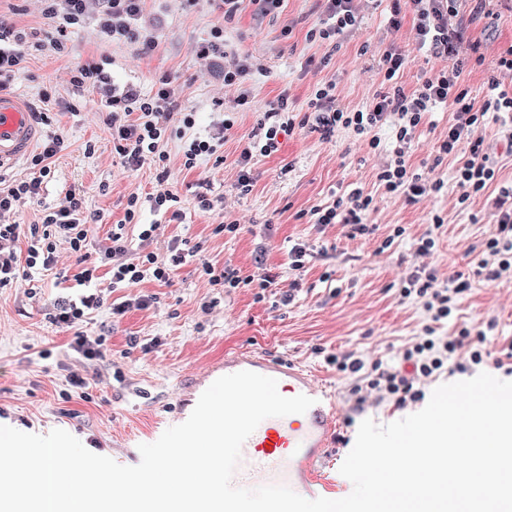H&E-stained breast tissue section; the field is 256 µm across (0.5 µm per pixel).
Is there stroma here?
<instances>
[{
	"mask_svg": "<svg viewBox=\"0 0 512 512\" xmlns=\"http://www.w3.org/2000/svg\"><path fill=\"white\" fill-rule=\"evenodd\" d=\"M42 10L41 0H0V23L26 37L18 69L0 87L23 95L34 112L46 113L50 123L43 126V134H62L67 147L53 159L54 177L41 202L19 204L6 222L39 223L42 205L59 206L75 184L84 191L88 212L100 214L96 235L102 238L123 218L131 193L145 197L163 187L178 195L183 220L161 229L153 251L167 255L171 239L180 237L202 243L205 258L217 265H233L246 276L267 270L276 283L261 294L247 285L212 286L192 262L180 266L168 286L146 281L113 290L108 279H101L108 301L141 295L155 296L156 301L117 322L104 308L84 323L87 335L107 339L110 381L90 384V401L76 397L67 403L59 394L68 387L66 376L74 358L65 349V332L50 320L54 275L43 276L34 294L21 281L0 288V425L39 435L63 429L91 452L131 466L140 461L139 444L155 442L178 424L181 414L194 409L199 390L210 372L222 367L226 351L258 348L301 365L335 394L340 427L331 450L335 461L327 474L336 483L338 497L347 496L352 484L340 474L339 462L352 449L360 423L369 418L385 425L420 411L424 404L397 408L372 397L358 402L351 392L354 378L337 375L335 367L325 363V354L351 353L367 365L396 361L400 349L428 322L417 300L401 297L404 280L415 266L425 264L434 270L437 287H452L457 274L470 273L494 235L496 210L483 196L458 203L450 162L434 172L444 182L439 195L409 205L401 197L378 193L375 173L395 142L388 127L378 130L380 145L375 150L367 138L345 130L329 142L298 132L278 155L255 158V183L246 194L236 187L234 161L239 141L251 133L257 113L266 111L281 91H288L302 109L316 84L333 78L340 102L356 110L383 89L378 62L390 41H397L409 59L402 77L406 87L446 68V61L419 50L408 29L395 34L388 30L386 0H362L358 30L341 39L330 65L320 72L304 66L306 58L325 52L306 39L315 20L309 0H285L278 19L263 22L253 19L252 5L243 0L229 25L216 0H146L139 26L158 42L149 56L136 46L102 38L91 19L71 27L65 51L57 52ZM288 23L294 32L286 39L281 29ZM218 27L224 31L225 53L199 58L197 43ZM473 29L483 41L485 62L466 71L465 84L478 95L488 69L512 47V0H496L493 16L478 19ZM228 53L248 57L252 66L251 104L237 112L236 137L190 172L182 167L181 139L163 142L161 148L169 155V177L163 184L153 166L123 168L112 152L106 125L105 102L113 92L132 87L147 94L158 77L169 75L184 111L195 119L190 135L207 136L232 110L239 93L224 84ZM85 63L104 70L110 89L72 85L76 66ZM89 142L95 146L91 155L85 152ZM349 185L377 196V208L368 217L375 226L373 234L351 238L341 225L319 227L304 219V212L333 200ZM204 188L222 200L214 212L197 208L196 195ZM436 214L444 219L438 229L431 223ZM227 220L237 221V233L218 232V225ZM428 233L436 246L431 255L416 257L417 242ZM298 238L313 250L299 278L289 272L287 257L290 241ZM261 243L267 253L265 263L259 264L255 250ZM288 290L295 299L281 305L280 296ZM457 305V325L497 318L496 330L487 335L488 349L512 337V280L493 285L474 281Z\"/></svg>",
	"mask_w": 512,
	"mask_h": 512,
	"instance_id": "1",
	"label": "stroma"
}]
</instances>
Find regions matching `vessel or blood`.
Listing matches in <instances>:
<instances>
[{
  "instance_id": "vessel-or-blood-1",
  "label": "vessel or blood",
  "mask_w": 512,
  "mask_h": 512,
  "mask_svg": "<svg viewBox=\"0 0 512 512\" xmlns=\"http://www.w3.org/2000/svg\"><path fill=\"white\" fill-rule=\"evenodd\" d=\"M40 134L29 104L19 95L0 92V169L22 159ZM252 371L276 379L282 396L313 399L303 414L263 420L245 441L233 477L238 487L281 484L307 499L328 497L324 463L336 444L339 407L328 389L295 363L260 351L224 355V374Z\"/></svg>"
}]
</instances>
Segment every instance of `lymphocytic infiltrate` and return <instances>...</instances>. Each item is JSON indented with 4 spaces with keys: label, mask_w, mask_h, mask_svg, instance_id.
<instances>
[{
    "label": "lymphocytic infiltrate",
    "mask_w": 512,
    "mask_h": 512,
    "mask_svg": "<svg viewBox=\"0 0 512 512\" xmlns=\"http://www.w3.org/2000/svg\"><path fill=\"white\" fill-rule=\"evenodd\" d=\"M45 19L54 24L57 33L53 40L55 49H63L69 26L79 24L88 14V0H43ZM464 0H391L388 24L391 32L410 28L414 38L431 56L450 60L452 67L427 78L415 88H406L401 78L408 66V59L397 43H390L379 59L385 87L362 110L342 106L336 95L335 80L317 83L307 103L306 111H296L288 92H280L264 112L255 128L242 145L235 164L238 168L237 187L250 192L254 178L250 164L254 157H269L279 152L284 137L295 129H305L331 140L338 130L347 129L358 136H369L370 147H377L371 132L391 126L396 144L390 157L376 174V183L383 193L401 196L405 203L414 205L421 200L438 195L444 188L442 180L431 178L427 171L415 166L412 152L416 137L437 107L448 108L452 115L448 131L433 146V163H455L454 178L459 189V204L465 205L477 196L496 190L498 198L497 229L485 244L484 254L477 261L476 277L493 284L512 279V184L499 180V169L484 150L481 130L488 114L507 115L502 124L500 138L506 149L512 150V47L496 60L487 79L483 96H473L463 79L466 64L478 53L481 42L473 38L470 25L478 15H492L494 0H474L469 14H461ZM144 0H99L97 24L109 39L136 45L142 54H152L157 43L153 37L141 34L136 26L143 10ZM317 16L315 28L306 35L308 41L344 37L356 30L361 20L355 0H313ZM457 17L456 26H449V17ZM117 110L108 118L112 130V146L122 165L129 170H139L153 165L159 180L169 176L168 154L161 145L171 137L170 122L175 114H182L184 127L195 124L191 116L183 115L182 104L170 86L169 78H161L155 92L140 95L133 91L113 96ZM235 120L224 117L214 124L206 138L185 141L182 149V166L190 171L199 160L214 154L218 145L224 144L235 134ZM64 139L51 134L32 163L39 175L28 181L9 185L0 190V213L13 209L17 203L35 200L42 186L50 178L53 158L61 151ZM65 206L45 211L41 224H0V287L18 279L34 280L36 274L53 269L59 243H67L75 257L76 285L85 289L80 298L69 294L58 295L53 301L52 321L71 333L67 343L81 364L79 370L68 375L69 391L63 400L72 396L87 399L86 389L90 379L102 378L112 363L106 356V339L85 335L80 326L89 316L102 307H109L112 315L124 316L131 309L149 308L152 298L148 295L119 303H107L95 283L101 274H108L112 285L132 287L144 281L161 285L172 282L173 272L182 265L186 256L179 247H171L169 258L151 252L149 246L157 231L156 225L138 221L142 201H149L154 213L167 215L170 221H180L183 214L178 208L179 198L171 191L149 195L140 199L131 194L127 200L124 217L112 225L105 243H93L91 227L98 222V214L86 213L83 191L70 186L65 194ZM376 209L375 197L364 188L355 187L336 196L332 202L314 206L310 217L317 224H338L346 228L349 237L371 234L372 225L367 217ZM137 226L138 240L130 242L129 228ZM433 274L416 268L406 279L402 297H416L428 316L420 336L408 344L400 354L398 366L374 363L369 367L373 376L367 382L379 399L392 401L395 406L422 400V381L439 375L452 356L463 354L467 360L458 364V371L468 365L481 364L484 358H493L497 367L512 366V338L503 339L496 354H489L481 346L484 332L457 327L451 335H438L440 325L448 321L456 310L453 295L471 290V280L457 278L453 290L434 288Z\"/></svg>",
    "instance_id": "lymphocytic-infiltrate-1"
}]
</instances>
